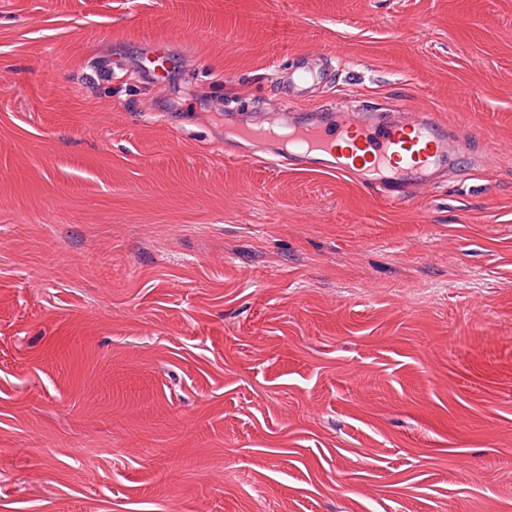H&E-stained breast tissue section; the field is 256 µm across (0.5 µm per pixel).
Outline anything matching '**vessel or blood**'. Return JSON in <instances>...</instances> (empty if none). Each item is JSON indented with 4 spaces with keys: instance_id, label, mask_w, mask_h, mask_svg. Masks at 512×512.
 Returning a JSON list of instances; mask_svg holds the SVG:
<instances>
[{
    "instance_id": "obj_1",
    "label": "vessel or blood",
    "mask_w": 512,
    "mask_h": 512,
    "mask_svg": "<svg viewBox=\"0 0 512 512\" xmlns=\"http://www.w3.org/2000/svg\"><path fill=\"white\" fill-rule=\"evenodd\" d=\"M141 66L163 83L173 66L166 44H151ZM331 64L322 58L301 66H277L279 97L305 100L326 85ZM231 141L258 146V158L297 171L346 175L371 189L389 206L400 207L415 189L436 184L449 158L462 149L433 115L417 112H341L316 121L300 112H274L260 119L230 116Z\"/></svg>"
}]
</instances>
